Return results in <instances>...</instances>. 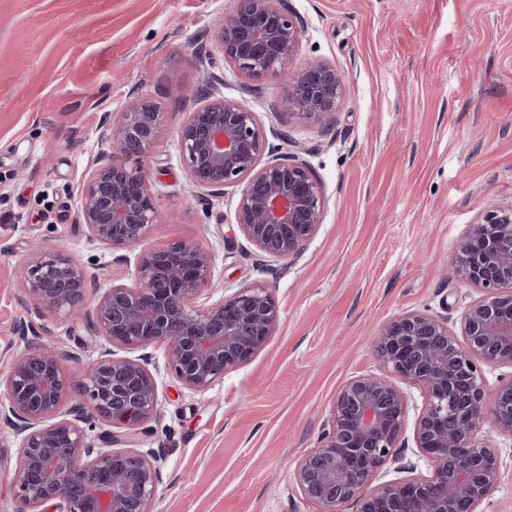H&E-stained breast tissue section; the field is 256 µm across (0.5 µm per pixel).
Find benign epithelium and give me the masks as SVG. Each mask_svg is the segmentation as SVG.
Wrapping results in <instances>:
<instances>
[{
	"label": "benign epithelium",
	"mask_w": 512,
	"mask_h": 512,
	"mask_svg": "<svg viewBox=\"0 0 512 512\" xmlns=\"http://www.w3.org/2000/svg\"><path fill=\"white\" fill-rule=\"evenodd\" d=\"M304 33L303 19L283 0H232L215 28L218 51L235 76L285 79L286 94L270 113L320 122L340 110L349 89L322 59L284 70ZM222 82L213 73L194 93L168 88L177 100L196 101L178 132L180 158L192 186L209 200L244 185L235 224L261 253L289 259L323 221L322 185L305 160L268 142L248 100L221 95ZM160 116L143 99L119 121L105 118L96 128L98 166L79 194L90 242L131 250L158 224L144 160L160 137ZM450 268L482 292L463 311L460 333L438 314L409 312L385 323L374 348L389 375L349 379L334 397L319 445L299 462L300 492L320 512H339L351 501L359 512H478L500 482L499 452L481 430L490 418L498 430L512 433V377L490 388L484 376L486 367L512 368V206L489 210L470 225L453 247ZM18 276L33 302L31 314L41 319L78 313L101 273L34 242ZM213 280L212 254L192 240L143 252L136 283L110 286L95 307L96 333L112 348L73 374L63 370L56 348L38 340L13 356L0 418L19 436L18 512H155L161 458L137 448L99 447L80 423L101 419L127 431L157 412L154 375L119 350L166 344L174 374L194 391L254 357L279 322L272 294L244 287L218 302H200ZM403 383L424 395L413 443L432 471L375 487L380 470L400 461L405 446L409 399ZM74 386L85 400L77 422L61 415Z\"/></svg>",
	"instance_id": "1"
}]
</instances>
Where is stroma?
Returning <instances> with one entry per match:
<instances>
[{"mask_svg": "<svg viewBox=\"0 0 512 512\" xmlns=\"http://www.w3.org/2000/svg\"><path fill=\"white\" fill-rule=\"evenodd\" d=\"M306 31L292 68L331 62L350 97L325 125L270 105L273 77L243 83L216 52L213 26L232 0H0V374L33 324L65 371L107 341L91 313L32 319L16 271L29 245L106 266L132 284L134 263L88 241L80 188L95 169L94 130L137 97L161 114L149 159L160 222L140 243L193 239L215 264L210 302L240 288L271 292L279 323L247 364L204 391L181 384L168 348L133 350L155 376L157 413L133 447L162 458L157 512H319L295 481L341 385L380 373L372 341L407 311L447 314L458 329L477 289L446 264L491 207L512 205V0H287ZM223 75L221 93L252 101L270 144L298 153L326 197L322 224L294 259L259 253L234 222L240 188L198 197L177 132L192 109L164 93ZM502 477L479 512H512V435L485 424ZM18 441L0 422V512H15Z\"/></svg>", "mask_w": 512, "mask_h": 512, "instance_id": "35a3bbf8", "label": "stroma"}]
</instances>
